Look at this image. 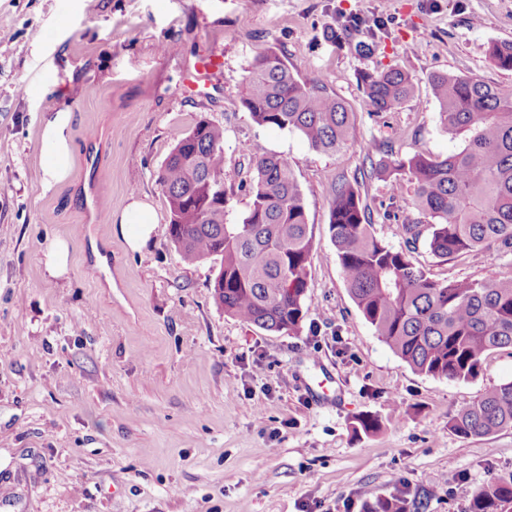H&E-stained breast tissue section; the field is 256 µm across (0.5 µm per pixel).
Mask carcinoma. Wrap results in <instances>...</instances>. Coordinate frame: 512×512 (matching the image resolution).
<instances>
[{
    "label": "carcinoma",
    "instance_id": "1",
    "mask_svg": "<svg viewBox=\"0 0 512 512\" xmlns=\"http://www.w3.org/2000/svg\"><path fill=\"white\" fill-rule=\"evenodd\" d=\"M492 61L512 70V42L494 43ZM369 105L387 112L415 95L400 69L360 77ZM441 122L465 135L450 155L388 156L372 174L393 186H413L412 205L432 229L429 247L446 261L496 248L512 255V87L504 89L448 73L428 78ZM254 123L295 131L322 153L345 147L352 113L320 79L294 73L276 50L249 64L241 96ZM248 212L226 222L224 129L201 119L174 146L157 174L168 204L169 234L188 264L220 261L212 288L224 314L266 331L302 329L312 235L294 170L273 153L253 156ZM329 232L349 294L375 334L413 370L465 381L482 359L512 348V278L434 280L402 250L372 231L358 190L333 189ZM463 438L512 428V382L493 387L449 421ZM378 419L360 416L357 434ZM365 512H407L400 497L379 499ZM469 512H512V483L490 482L473 495Z\"/></svg>",
    "mask_w": 512,
    "mask_h": 512
}]
</instances>
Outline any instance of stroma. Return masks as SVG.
I'll list each match as a JSON object with an SVG mask.
<instances>
[{
	"instance_id": "1",
	"label": "stroma",
	"mask_w": 512,
	"mask_h": 512,
	"mask_svg": "<svg viewBox=\"0 0 512 512\" xmlns=\"http://www.w3.org/2000/svg\"><path fill=\"white\" fill-rule=\"evenodd\" d=\"M360 41L375 52L358 54ZM496 41L512 42V0H0V512H364L400 490L411 512H468L479 487L512 482V428L466 439L449 427L512 381V348L466 381L414 371L352 301L328 231L332 189L348 184L375 235L432 278L512 276L494 249L436 257L411 186L370 175L391 152L462 147L424 83L444 72L512 86ZM272 47L353 112L344 149L252 121L243 77ZM213 50L224 75L190 96ZM393 67L419 93L374 112L359 78ZM58 110L72 114L73 164L47 190L41 120ZM203 118L224 129L228 223L249 208L253 153L294 169L313 236L298 335L226 316L218 261L187 264L169 238L157 173ZM135 198L158 216L136 252L116 227ZM55 239L69 246L59 277L45 267ZM364 414L377 433H354Z\"/></svg>"
}]
</instances>
